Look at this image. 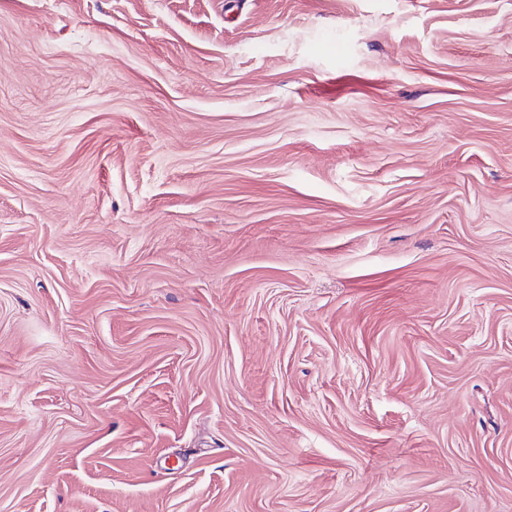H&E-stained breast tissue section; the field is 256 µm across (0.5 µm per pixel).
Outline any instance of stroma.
I'll return each mask as SVG.
<instances>
[{"label": "stroma", "instance_id": "35a3bbf8", "mask_svg": "<svg viewBox=\"0 0 512 512\" xmlns=\"http://www.w3.org/2000/svg\"><path fill=\"white\" fill-rule=\"evenodd\" d=\"M0 512H512V0H0Z\"/></svg>", "mask_w": 512, "mask_h": 512}]
</instances>
